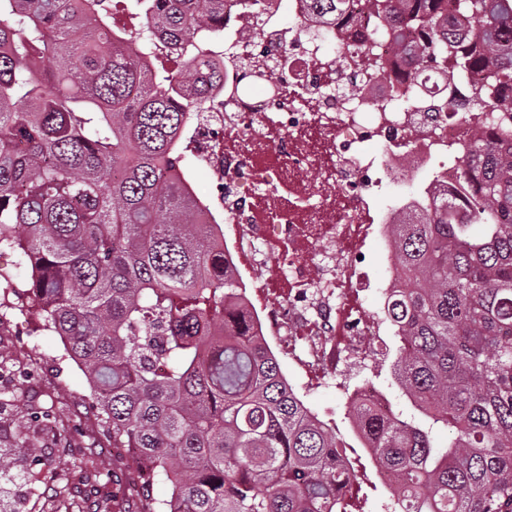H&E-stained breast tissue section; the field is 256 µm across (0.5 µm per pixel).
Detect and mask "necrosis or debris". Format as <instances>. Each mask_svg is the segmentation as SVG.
<instances>
[{"instance_id": "obj_1", "label": "necrosis or debris", "mask_w": 512, "mask_h": 512, "mask_svg": "<svg viewBox=\"0 0 512 512\" xmlns=\"http://www.w3.org/2000/svg\"><path fill=\"white\" fill-rule=\"evenodd\" d=\"M352 25L322 27L306 0H259L243 10L224 3V51L271 75L276 93L254 86L215 92L216 107L194 124L187 149L213 177V197L199 198L201 223L215 231L235 270L273 265L287 282L283 303L268 306L247 294L259 340L304 372L308 385L333 378L342 368H372L384 354L391 324L386 308L368 312L357 295L370 281L361 272L365 250L381 246L387 288L403 285L392 226L418 213L434 196L459 183L452 148H464L486 112L455 115L402 104L405 92L425 94L422 85L393 86L362 64L360 43L389 56L383 25L369 0H350ZM345 52L347 64L335 58ZM358 93H351V85ZM238 137L225 142V126ZM340 183L338 202L324 204L299 192L306 170ZM422 179L419 193L376 209L373 195L384 181ZM317 244L308 262L303 243Z\"/></svg>"}]
</instances>
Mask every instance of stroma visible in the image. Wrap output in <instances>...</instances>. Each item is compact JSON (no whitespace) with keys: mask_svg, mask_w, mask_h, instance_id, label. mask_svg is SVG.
Returning <instances> with one entry per match:
<instances>
[{"mask_svg":"<svg viewBox=\"0 0 512 512\" xmlns=\"http://www.w3.org/2000/svg\"><path fill=\"white\" fill-rule=\"evenodd\" d=\"M38 323L33 312L0 321V448L42 449L54 468L35 487L20 469L0 483V512H12L19 499L26 512H57L65 499L77 502L82 512H138L139 501L129 493L140 482L137 457L113 454L112 433L100 422L85 374L62 359L58 337L36 335ZM308 402L332 411L336 434L351 446L363 493L392 497L394 485L380 481L357 445L343 397L334 388L322 387Z\"/></svg>","mask_w":512,"mask_h":512,"instance_id":"35a3bbf8","label":"stroma"}]
</instances>
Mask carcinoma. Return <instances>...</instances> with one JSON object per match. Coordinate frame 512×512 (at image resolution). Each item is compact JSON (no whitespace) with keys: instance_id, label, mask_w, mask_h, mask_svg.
<instances>
[{"instance_id":"1","label":"carcinoma","mask_w":512,"mask_h":512,"mask_svg":"<svg viewBox=\"0 0 512 512\" xmlns=\"http://www.w3.org/2000/svg\"><path fill=\"white\" fill-rule=\"evenodd\" d=\"M122 3L142 22L114 30ZM309 4L320 19L347 8ZM370 5L399 18L393 56L422 60L436 82L487 72L467 110L492 108L499 124L467 143L462 190L395 225L405 282L389 301L391 374L410 405L355 412L399 475V496L368 512H512V0ZM159 26L176 34L174 69L142 56ZM223 47L224 0H0V250L18 257L0 269V317L36 309L38 335L59 337L86 374L112 447L138 449L169 483L142 512H348L361 489L350 444L252 338L184 185L181 145ZM24 457L41 481L50 460L26 447L0 451V479Z\"/></svg>"}]
</instances>
